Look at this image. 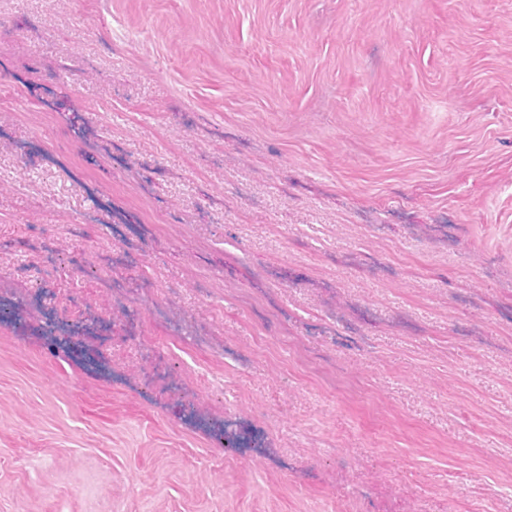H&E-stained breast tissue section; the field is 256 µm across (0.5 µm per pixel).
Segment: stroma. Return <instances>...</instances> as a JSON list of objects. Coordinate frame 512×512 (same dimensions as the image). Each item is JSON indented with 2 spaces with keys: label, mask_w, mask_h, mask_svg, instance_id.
Segmentation results:
<instances>
[{
  "label": "stroma",
  "mask_w": 512,
  "mask_h": 512,
  "mask_svg": "<svg viewBox=\"0 0 512 512\" xmlns=\"http://www.w3.org/2000/svg\"><path fill=\"white\" fill-rule=\"evenodd\" d=\"M0 512H512V0H0Z\"/></svg>",
  "instance_id": "stroma-1"
}]
</instances>
